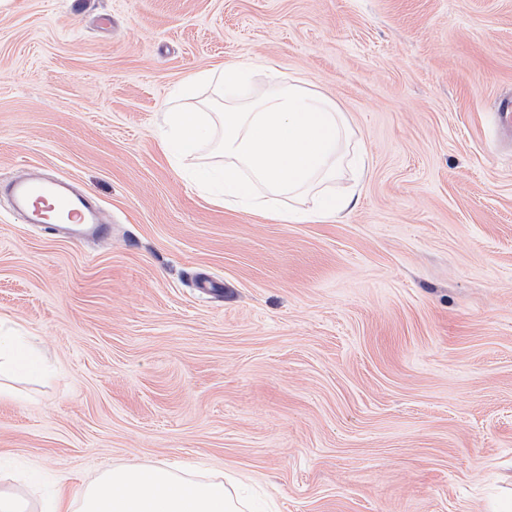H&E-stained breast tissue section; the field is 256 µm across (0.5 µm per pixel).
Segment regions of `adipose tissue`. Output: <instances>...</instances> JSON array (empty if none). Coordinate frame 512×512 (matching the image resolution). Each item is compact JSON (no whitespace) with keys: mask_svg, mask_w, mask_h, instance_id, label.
Here are the masks:
<instances>
[{"mask_svg":"<svg viewBox=\"0 0 512 512\" xmlns=\"http://www.w3.org/2000/svg\"><path fill=\"white\" fill-rule=\"evenodd\" d=\"M267 74V88L252 99L239 88L253 73ZM218 82L224 94L223 134L218 143L224 162L200 170L225 203L253 212H275L286 222L335 220L353 208L359 185L330 195L345 168L361 170L362 159L350 153L352 130L335 101L295 80L275 75L271 64L229 67L222 73L202 71L187 79L184 93L196 85ZM163 143L179 156L196 154L209 130L199 112L172 110L164 115ZM37 375L41 360L19 336L0 332V371ZM41 512H244L239 497L219 480L193 481L160 465L110 468L80 496L57 491Z\"/></svg>","mask_w":512,"mask_h":512,"instance_id":"adipose-tissue-1","label":"adipose tissue"}]
</instances>
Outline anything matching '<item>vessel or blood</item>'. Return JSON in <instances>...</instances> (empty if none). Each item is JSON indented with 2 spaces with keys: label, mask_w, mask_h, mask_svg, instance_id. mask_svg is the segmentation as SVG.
<instances>
[{
  "label": "vessel or blood",
  "mask_w": 512,
  "mask_h": 512,
  "mask_svg": "<svg viewBox=\"0 0 512 512\" xmlns=\"http://www.w3.org/2000/svg\"><path fill=\"white\" fill-rule=\"evenodd\" d=\"M9 189L15 200V211L23 222L49 223L51 213L59 209L66 214V225L76 236H101L107 231L93 197L74 192L66 181L27 178L12 182Z\"/></svg>",
  "instance_id": "1"
}]
</instances>
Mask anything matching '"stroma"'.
I'll return each instance as SVG.
<instances>
[{
  "instance_id": "35a3bbf8",
  "label": "stroma",
  "mask_w": 512,
  "mask_h": 512,
  "mask_svg": "<svg viewBox=\"0 0 512 512\" xmlns=\"http://www.w3.org/2000/svg\"><path fill=\"white\" fill-rule=\"evenodd\" d=\"M259 60L366 157L336 221L212 203V145L161 146L190 75ZM506 92L512 0H0V182L71 180L110 226L0 196V328L52 371L0 401V489L178 464L260 512H512Z\"/></svg>"
}]
</instances>
